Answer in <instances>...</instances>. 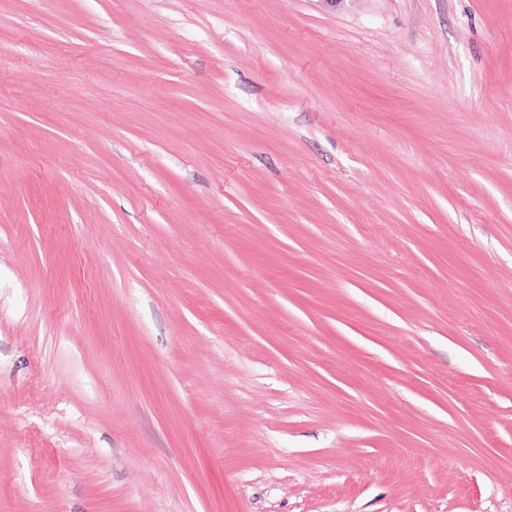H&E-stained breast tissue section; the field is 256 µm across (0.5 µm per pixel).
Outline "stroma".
<instances>
[{
	"label": "stroma",
	"mask_w": 512,
	"mask_h": 512,
	"mask_svg": "<svg viewBox=\"0 0 512 512\" xmlns=\"http://www.w3.org/2000/svg\"><path fill=\"white\" fill-rule=\"evenodd\" d=\"M0 512H512V0H0Z\"/></svg>",
	"instance_id": "stroma-1"
}]
</instances>
